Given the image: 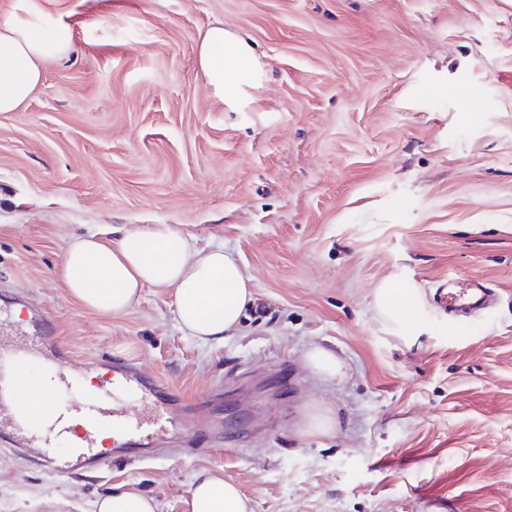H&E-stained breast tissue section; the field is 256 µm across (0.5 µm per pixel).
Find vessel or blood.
<instances>
[{
  "label": "vessel or blood",
  "instance_id": "b4317fda",
  "mask_svg": "<svg viewBox=\"0 0 512 512\" xmlns=\"http://www.w3.org/2000/svg\"><path fill=\"white\" fill-rule=\"evenodd\" d=\"M448 293L459 310L468 312L482 309L489 297L488 288L477 279H449ZM36 365L53 374L56 383L34 402L24 389L28 371ZM111 371L99 387L87 389L80 373L68 367L51 331L41 326L24 328L12 307H0V433L9 435L14 447L33 453L42 467L97 468L110 459H148L153 452L140 440L144 433L176 444L211 431L213 420L207 406H189L182 416L172 415L169 405L178 398L173 385L145 380L121 359L112 362ZM61 395L68 396V403H58ZM125 395L145 400L142 417L129 415L121 402ZM104 431L118 435L108 456L95 448L98 434ZM62 446L67 447V454H59Z\"/></svg>",
  "mask_w": 512,
  "mask_h": 512
}]
</instances>
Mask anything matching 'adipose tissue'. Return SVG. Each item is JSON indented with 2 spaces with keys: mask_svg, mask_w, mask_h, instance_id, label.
<instances>
[{
  "mask_svg": "<svg viewBox=\"0 0 512 512\" xmlns=\"http://www.w3.org/2000/svg\"><path fill=\"white\" fill-rule=\"evenodd\" d=\"M20 6L22 15L0 22V112L21 107L41 84L45 62L72 47L68 25L36 29L23 18L36 11V0H21ZM197 66L231 112L252 110L268 79L266 63L248 40L220 24L200 32ZM60 279L75 303L104 317L126 313L144 287L162 289L174 300L180 329L203 343L232 335L253 301L236 259L223 246L199 245L181 224L99 225L67 243ZM415 295V288L387 280L374 289L372 307L381 319L397 321L401 303ZM186 507L187 512H251L237 486L210 471L195 476Z\"/></svg>",
  "mask_w": 512,
  "mask_h": 512,
  "instance_id": "obj_1",
  "label": "adipose tissue"
}]
</instances>
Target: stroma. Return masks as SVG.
I'll list each match as a JSON object with an SVG mask.
<instances>
[{
	"label": "stroma",
	"mask_w": 512,
	"mask_h": 512,
	"mask_svg": "<svg viewBox=\"0 0 512 512\" xmlns=\"http://www.w3.org/2000/svg\"><path fill=\"white\" fill-rule=\"evenodd\" d=\"M68 55L0 112V305L28 302L76 370L121 358L224 425L198 453L40 469L0 438V512H94L135 488L185 512L197 472L252 512H512V0H38ZM221 22L270 77L226 111L197 68ZM99 224H183L253 291L203 344L169 295L112 318L67 295L66 242ZM477 277L496 301L457 330L434 301ZM423 325L382 321L383 280ZM334 352L342 371L305 356ZM336 426L309 435L308 414ZM415 295L416 289L409 285L402 286L393 280L383 281L373 291L372 307L381 319L398 321L402 318L399 306L405 301H415ZM307 363L317 373L326 377H336L340 370V363L333 352L316 347L307 353ZM335 417L328 408L317 409L312 412L305 426L302 428L303 432L307 433H321L331 430L335 425Z\"/></svg>",
	"instance_id": "1"
}]
</instances>
